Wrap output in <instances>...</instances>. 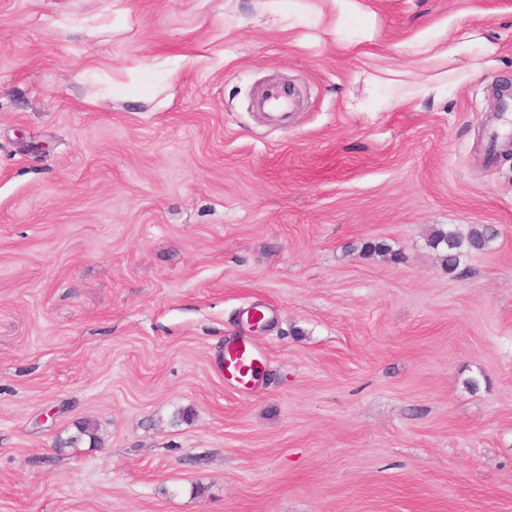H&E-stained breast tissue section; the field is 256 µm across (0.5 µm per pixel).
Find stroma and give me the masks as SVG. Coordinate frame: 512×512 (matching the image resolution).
<instances>
[{"instance_id":"1","label":"stroma","mask_w":512,"mask_h":512,"mask_svg":"<svg viewBox=\"0 0 512 512\" xmlns=\"http://www.w3.org/2000/svg\"><path fill=\"white\" fill-rule=\"evenodd\" d=\"M511 85L512 0H0V512H512ZM495 237V229L488 224H474L465 237L455 230L438 229L435 234L437 245L444 244L447 249L445 262L448 271L457 269L462 249L483 252L489 248ZM256 362L260 363L245 345L233 347L224 354V373L228 371L240 382L250 380L253 378Z\"/></svg>"}]
</instances>
